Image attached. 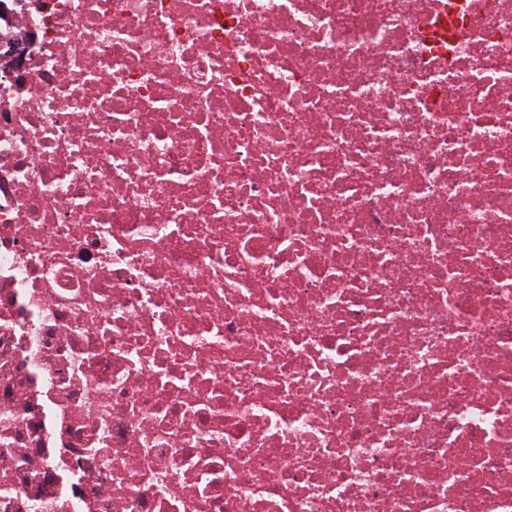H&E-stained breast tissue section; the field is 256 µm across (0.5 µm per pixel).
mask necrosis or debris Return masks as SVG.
Here are the masks:
<instances>
[{
    "label": "necrosis or debris",
    "mask_w": 512,
    "mask_h": 512,
    "mask_svg": "<svg viewBox=\"0 0 512 512\" xmlns=\"http://www.w3.org/2000/svg\"><path fill=\"white\" fill-rule=\"evenodd\" d=\"M0 512H512V0H0Z\"/></svg>",
    "instance_id": "1"
}]
</instances>
